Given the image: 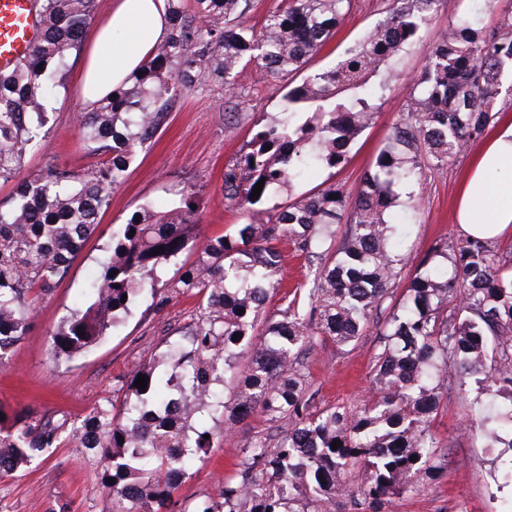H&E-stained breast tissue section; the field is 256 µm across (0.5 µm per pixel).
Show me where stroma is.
Wrapping results in <instances>:
<instances>
[{
  "mask_svg": "<svg viewBox=\"0 0 512 512\" xmlns=\"http://www.w3.org/2000/svg\"><path fill=\"white\" fill-rule=\"evenodd\" d=\"M458 13L479 16L486 25L497 20L485 10L483 0H442L418 42L404 48L373 76V83L384 87L379 109L372 125L350 145L346 162L313 173L305 184L297 185V192L328 180L355 190L386 144L392 126L401 119L427 51L441 40L450 17ZM380 18V0H352V10L335 39L311 60L309 71L333 66ZM82 59L77 52L69 60L65 87L48 104L53 130L27 156L21 171L24 178L39 177L51 167L84 171L97 162L79 137V119L85 110L79 96ZM236 80L233 93L205 72L192 84L177 86L167 122L132 162L124 183L113 191L108 207L100 214L98 231L66 277L39 303L28 334L0 366L1 415L10 418L52 409L82 422L90 407L151 363L166 342L177 340L179 330L196 310V301L173 293L178 278V267L173 264L162 273L159 283L161 292L170 297L167 306L156 308L151 298H144L89 350L62 359L50 352V337L63 319L90 303L85 288L100 270L99 260L113 225L126 223L146 206L167 208L177 201L180 190L192 186L202 195L203 236L223 235L230 225L240 223L238 212L224 206V169L250 140L258 116H279L282 98L273 79L255 66L245 67ZM471 159L467 151L448 164L425 166L420 209L412 210L403 200L394 208L397 234L413 259L423 257L437 241L453 242L462 236L456 222V200ZM377 331L372 324L354 345L318 342L300 352L298 362L310 383V410L358 403L369 394ZM470 414L469 397L456 394L449 398L436 422L437 435L447 442L437 451L444 465L434 474H420L418 492L394 500L389 512H512V486L497 478L498 471L512 463V450H490L481 433L462 432ZM287 427V422H272L259 414L225 426L221 447L209 449L203 462L183 477L176 495L179 512H193L201 501L218 500L224 483L239 479L242 446L247 439L262 434L274 445ZM99 467L100 460L91 450L74 441L63 442L16 477L0 481V512H109V501L97 480Z\"/></svg>",
  "mask_w": 512,
  "mask_h": 512,
  "instance_id": "obj_1",
  "label": "stroma"
}]
</instances>
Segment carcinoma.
I'll return each mask as SVG.
<instances>
[{
    "instance_id": "obj_1",
    "label": "carcinoma",
    "mask_w": 512,
    "mask_h": 512,
    "mask_svg": "<svg viewBox=\"0 0 512 512\" xmlns=\"http://www.w3.org/2000/svg\"><path fill=\"white\" fill-rule=\"evenodd\" d=\"M94 2L35 0L39 38L26 59L0 73V183H14L12 197L0 201L1 366L25 336L39 296L65 277L112 189L165 123L176 84L206 70L229 85L250 64L289 82L281 116L258 119L246 151L225 168L224 205L241 223L198 244L176 283L198 299L180 339L80 425L46 410L6 427L0 414V459L7 461L0 480L71 439L104 461L98 480L112 512H172L181 477L224 441L208 421L236 424L259 413L290 429L275 446L247 440L240 480L222 487L220 512H330L343 496L380 512L417 490L415 476L441 467L432 424L448 406L453 374L475 376V404L495 405L493 415L472 416L469 429L489 449H512V252L469 235L452 246L440 241L398 294L409 257L392 244L390 221L403 193L411 208L420 207L423 196L412 187L422 185L424 159H455L486 135L498 96L512 97V0H485L498 15L493 28L448 21L425 56L406 113L354 193L331 183L286 201L281 194L309 171L344 163L377 113L382 86L368 78L415 42L441 0H384V18L359 44L298 83L291 77L335 37L351 0H279L258 31L245 24L254 0H194L207 26L195 25L180 0H167L170 33L142 75L81 118V140L106 160L83 174L55 167L21 179L29 150L50 133L48 100L63 85ZM197 194L187 190L168 209L146 207L112 232L109 254L86 288L92 302L51 335L54 357L92 347L145 294L156 296L159 273L198 239ZM283 240L319 267L309 287L283 295L268 315L266 300L280 288ZM375 319L371 397L359 407L309 411L307 375L295 367L299 352L319 339L350 345ZM246 350L252 357L239 370L229 407L219 386ZM140 374L148 379L143 392L134 386Z\"/></svg>"
}]
</instances>
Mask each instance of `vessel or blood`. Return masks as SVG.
I'll use <instances>...</instances> for the list:
<instances>
[{"label":"vessel or blood","instance_id":"1","mask_svg":"<svg viewBox=\"0 0 512 512\" xmlns=\"http://www.w3.org/2000/svg\"><path fill=\"white\" fill-rule=\"evenodd\" d=\"M32 0H0V70L13 67L37 40Z\"/></svg>","mask_w":512,"mask_h":512}]
</instances>
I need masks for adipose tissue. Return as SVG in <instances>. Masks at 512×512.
I'll list each match as a JSON object with an SVG mask.
<instances>
[{
  "label": "adipose tissue",
  "mask_w": 512,
  "mask_h": 512,
  "mask_svg": "<svg viewBox=\"0 0 512 512\" xmlns=\"http://www.w3.org/2000/svg\"><path fill=\"white\" fill-rule=\"evenodd\" d=\"M170 32L167 0H112L90 43L82 100L93 104L141 71ZM465 233L496 239L512 234V117L500 120L473 157L459 192Z\"/></svg>",
  "instance_id": "1"
}]
</instances>
